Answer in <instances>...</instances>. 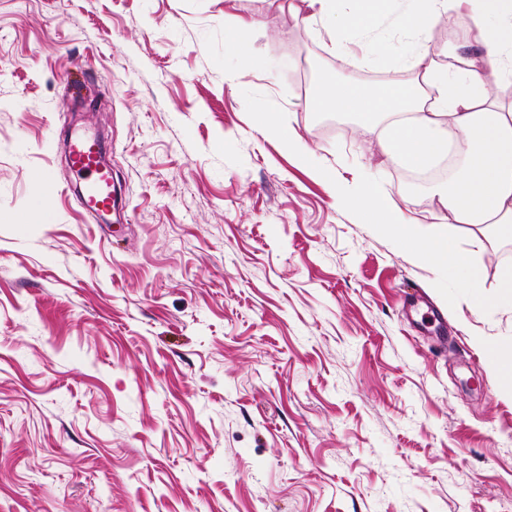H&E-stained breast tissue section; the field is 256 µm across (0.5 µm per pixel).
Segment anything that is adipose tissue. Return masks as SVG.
Wrapping results in <instances>:
<instances>
[{
  "label": "adipose tissue",
  "instance_id": "obj_1",
  "mask_svg": "<svg viewBox=\"0 0 512 512\" xmlns=\"http://www.w3.org/2000/svg\"><path fill=\"white\" fill-rule=\"evenodd\" d=\"M318 10L305 23L322 22L331 32L330 52L342 55L352 32H372L391 13L394 0H310ZM395 24L410 38L390 58L413 71L412 81L388 83L372 91L353 78L324 80L311 108L353 117L368 133H378L390 163L411 172L430 170L447 155L455 161L434 195L452 224L476 227L477 246L512 239V102L487 88L473 62L443 67L431 56L427 36L442 21L465 16L471 38L485 50L484 61L499 83L512 84V0H405ZM320 176L340 205L353 207L411 257L433 265L442 278L457 281L479 312L512 308V265L500 266L497 290L481 289L484 268L455 233L425 225L394 199L374 175L358 172L337 180L328 168Z\"/></svg>",
  "mask_w": 512,
  "mask_h": 512
}]
</instances>
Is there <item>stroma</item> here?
I'll use <instances>...</instances> for the list:
<instances>
[{"instance_id":"1","label":"stroma","mask_w":512,"mask_h":512,"mask_svg":"<svg viewBox=\"0 0 512 512\" xmlns=\"http://www.w3.org/2000/svg\"><path fill=\"white\" fill-rule=\"evenodd\" d=\"M308 12L0 0V512H512V396L473 342L512 349V310H472L321 181L380 175L450 228L377 135L310 108L317 70L409 71L357 37L332 55ZM100 126L107 224L64 145ZM253 22L238 19L232 24L224 22V43L225 49L240 56L243 61L252 67H259L260 62L248 55ZM256 125L263 130H273L285 148L291 152L298 162L311 166L310 153L300 144L299 137L290 126L277 124L273 112H255Z\"/></svg>"}]
</instances>
